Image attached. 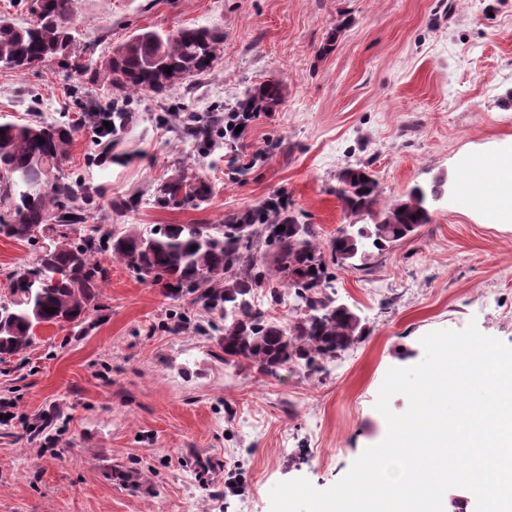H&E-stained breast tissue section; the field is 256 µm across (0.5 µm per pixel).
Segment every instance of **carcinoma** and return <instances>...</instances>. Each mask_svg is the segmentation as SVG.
Segmentation results:
<instances>
[{
	"label": "carcinoma",
	"instance_id": "carcinoma-1",
	"mask_svg": "<svg viewBox=\"0 0 512 512\" xmlns=\"http://www.w3.org/2000/svg\"><path fill=\"white\" fill-rule=\"evenodd\" d=\"M31 12L32 20L23 25L0 17V69H31L74 44L76 0H36ZM223 51V33L187 27L167 33L144 29L114 48L102 65L112 90L110 110L88 115L98 147L93 161L108 166L132 158L115 152L133 122L128 98L162 99L176 84L211 71ZM281 102V84L271 79L246 89L229 111L270 112ZM76 132L70 124L0 121V209L10 217L0 233L49 239L35 266L9 277V300L0 301V360L26 351L40 324L83 327L97 306L105 279L98 256L106 254L129 270H141L142 280L153 268L165 270L167 295L193 294L205 310L219 313L225 365L266 375L299 367L311 375L340 359L364 334L359 315L327 292L332 266L358 270L373 251L430 221L433 188L418 185L406 199L384 205L376 179L356 165L338 174L336 197L349 214L370 223L339 228L328 253L314 225L298 223L274 199L232 213L222 224H159L148 234L135 227L117 234L107 224L88 223L92 197L62 172ZM183 134L201 148L216 146L210 125L197 117L188 118ZM210 192L205 177L178 166L158 185L155 203L197 208ZM76 224L85 225V232L74 238ZM280 225L285 229L279 232ZM257 288L266 289V303L254 301ZM285 288L298 300V315L283 322L271 310Z\"/></svg>",
	"mask_w": 512,
	"mask_h": 512
}]
</instances>
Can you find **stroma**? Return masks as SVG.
<instances>
[{"instance_id": "stroma-1", "label": "stroma", "mask_w": 512, "mask_h": 512, "mask_svg": "<svg viewBox=\"0 0 512 512\" xmlns=\"http://www.w3.org/2000/svg\"><path fill=\"white\" fill-rule=\"evenodd\" d=\"M183 27L223 31L224 53L166 99L131 98L124 139L142 156L125 165L92 164L81 123L112 98L103 71H76L67 55L0 69V121L77 124L64 171L96 222L220 224L279 198L326 246L353 221L334 193L345 167L367 165L386 202L440 175L447 192L366 269L334 266L336 296L366 334L313 375L225 365L218 332L196 330L217 314L102 258L99 309L82 331L43 326L0 361L11 414L0 419V512H270L277 483L329 488L384 440L378 391L390 368L423 360L424 335L473 322L512 346V224L474 201L487 161L512 153V0H77L76 53L102 62L137 30ZM272 78L282 103L233 153L203 157L181 138L180 118ZM176 163L210 182L199 208L155 206ZM129 196L137 207L114 214L111 199ZM41 246L0 234V300L7 273Z\"/></svg>"}]
</instances>
